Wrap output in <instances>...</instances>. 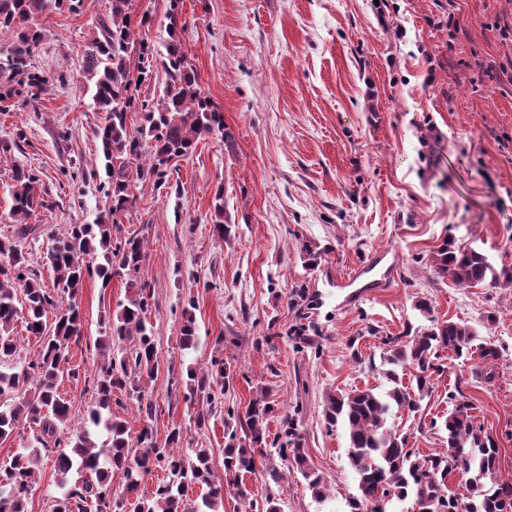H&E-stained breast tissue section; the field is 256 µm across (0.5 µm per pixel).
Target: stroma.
Wrapping results in <instances>:
<instances>
[{"label": "stroma", "mask_w": 512, "mask_h": 512, "mask_svg": "<svg viewBox=\"0 0 512 512\" xmlns=\"http://www.w3.org/2000/svg\"><path fill=\"white\" fill-rule=\"evenodd\" d=\"M110 7L82 0L77 11L44 15L29 67L49 84L39 103L16 96L0 109V141L25 133L20 147L0 151V240L17 242L48 287V231L94 223L109 205L95 136L103 115L81 49ZM183 18L185 49L237 149L199 141L170 164L167 183L140 184L123 216L146 238L140 276L153 292L159 371L147 389L158 441L181 428L183 447L208 449L223 476L226 411L265 388L281 414H296L309 463L330 489L318 501L289 472L278 489L283 512H348L357 485L344 426L323 422L327 394L383 386L365 359L383 354L384 337L450 318L500 347L491 379L473 377L480 358L448 357L419 415L401 411L394 423L420 454L446 447L432 422L461 385L476 424L497 439L502 475L512 474V290L460 288L428 263L452 237L512 266V35L502 33L512 0H184ZM17 166L34 171L54 202L35 241L15 234ZM219 188L226 240L210 220ZM306 242L322 250L312 269L301 258ZM389 264L388 287L353 298L341 286L355 271L368 283ZM127 296L122 277L86 281L73 363L95 371L100 318ZM421 299L430 315L416 310ZM190 302L199 340L186 350L181 313ZM300 324L311 338L304 347L287 337ZM351 340L362 363L351 359ZM217 355L232 383L223 409L199 427L170 381Z\"/></svg>", "instance_id": "35a3bbf8"}]
</instances>
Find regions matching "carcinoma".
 <instances>
[{
    "label": "carcinoma",
    "mask_w": 512,
    "mask_h": 512,
    "mask_svg": "<svg viewBox=\"0 0 512 512\" xmlns=\"http://www.w3.org/2000/svg\"><path fill=\"white\" fill-rule=\"evenodd\" d=\"M182 6L183 0H170L162 56L165 81L152 105L138 102L137 91L152 72L154 48L134 39L135 28L148 26L150 20L144 15L134 19L132 0H111L110 17L100 21L96 36L86 42L83 72L92 86L95 108L104 114L96 136L105 161L110 205L93 224H69L64 232L52 233L53 287L40 283L38 271L31 268L22 250L0 241V438L9 437L21 421L28 424L33 437L32 447L20 449L0 464V512H27L28 495L39 482L45 459L53 461L60 475L61 493L51 498L50 512H219L231 488L252 507V494L242 477L255 472L256 453L267 446L275 452L264 455L265 484L278 486L284 480L272 462L276 454L303 476L315 498L329 494L323 476L308 463L293 417L284 416L282 432L268 441L267 424L277 404L263 388L243 412L227 411L224 482L215 480L207 449L180 448L181 428L175 426L168 432V447L156 446V404L143 384L159 368L152 331L147 327L151 289L139 276L146 239L141 230L126 228L121 216L134 206L139 184L149 179L163 185L169 164L192 154L198 141L214 135L229 155L237 146L233 132L224 124V113L203 91L184 49ZM79 7L80 0H0V32L13 35L7 65L19 73L27 67L44 39L39 18ZM135 43L138 76L133 77L129 48ZM44 85L43 77L29 73L19 87L1 93L0 101L24 93L34 103ZM133 109L139 123L131 126L128 116ZM12 180V213L20 224L17 236L34 239L39 235L38 225L29 220L51 204L38 191L39 179L31 170L15 168ZM211 209L213 232L228 238L231 225L224 222V188L215 191ZM430 268L435 277L462 288H512L511 266L497 268L485 254L453 238L444 239L431 253ZM92 276L105 287L113 277L124 276L132 295L118 312L103 316L98 342L103 360L88 377L70 364L69 350L83 337L79 295ZM192 307L190 302L182 312L185 349L197 344ZM19 320L40 346L37 357L28 362L21 360L19 345L11 336ZM476 340L468 324L451 319L415 333L388 336L382 358L383 374L390 383L385 392L356 387L328 395L324 422L329 427L344 423L348 462L357 483L349 512H386L385 504L408 498L419 512H512V476L500 475V449L493 439L480 437L482 428L471 415L473 404L460 387L448 392L451 408L442 421L448 447L439 452L419 455L389 422L395 408L420 411L421 401L432 392L434 374L444 370L442 352L462 358L476 348L486 362L500 358L493 340L478 345ZM81 378L92 382L95 398L89 428L66 436L70 408L59 394V385ZM230 384L224 359L216 357L205 371L187 373L185 401L194 405L201 398L214 405ZM117 391L137 405L141 428L134 437L112 413ZM92 427L103 428L109 439L96 443ZM67 446L69 453L64 451ZM157 468L167 472L166 478L151 493H141L144 478ZM457 470L463 478L461 491L452 492L448 480ZM73 472L78 478L72 482ZM114 472L122 474L120 492L112 489ZM191 484L206 487L207 493L188 500L186 490Z\"/></svg>",
    "instance_id": "obj_1"
}]
</instances>
